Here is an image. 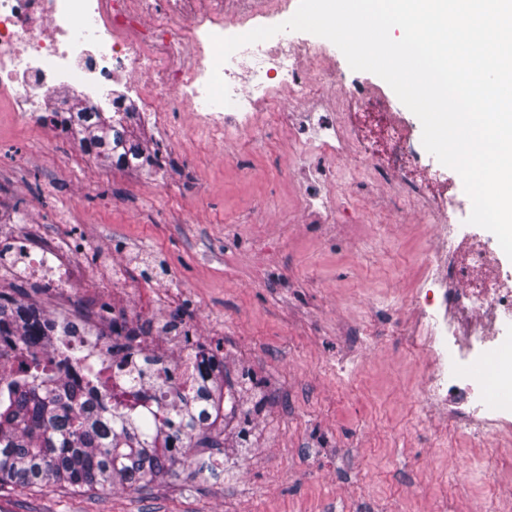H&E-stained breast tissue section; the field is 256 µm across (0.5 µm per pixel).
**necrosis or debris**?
<instances>
[{
    "mask_svg": "<svg viewBox=\"0 0 512 512\" xmlns=\"http://www.w3.org/2000/svg\"><path fill=\"white\" fill-rule=\"evenodd\" d=\"M295 0H0V91L20 112H71L111 108L113 76L131 79L144 110L166 120L167 104L188 102L197 127L222 141L253 130L265 111L274 127L290 129L295 144L322 159L304 171L301 208L332 217L339 208L336 163L364 160L358 182L365 198L385 187L419 204L430 232L423 273L406 301L424 326L427 358L425 401L437 426L463 443L489 442L483 460L490 471L512 470V266L503 265L495 238L462 224V203L436 194L445 172L429 167L420 136L410 122L388 110L382 95L345 88L362 122L326 120L315 102L338 79L323 43L282 32L246 45L222 66L214 64L212 36L230 37L288 20ZM220 72L231 105L207 101V83ZM48 240L22 255L29 283L62 293L70 288ZM109 316L110 333L92 324ZM68 341L82 347L88 363L113 349L137 359L151 338L125 314L106 313L94 301L73 308ZM167 387L147 391L139 410L152 416L169 390L188 384L189 359L160 360Z\"/></svg>",
    "mask_w": 512,
    "mask_h": 512,
    "instance_id": "necrosis-or-debris-1",
    "label": "necrosis or debris"
}]
</instances>
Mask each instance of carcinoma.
I'll return each instance as SVG.
<instances>
[{
	"mask_svg": "<svg viewBox=\"0 0 512 512\" xmlns=\"http://www.w3.org/2000/svg\"><path fill=\"white\" fill-rule=\"evenodd\" d=\"M135 118L131 106L110 115L80 108L60 123L100 162L149 171L159 166L158 152ZM55 327L34 304H0V334L18 339L16 366L0 367V487L142 491L178 465L190 464L194 474L215 470L214 460H196L193 452L222 445L224 381L199 374L189 392L147 420L133 406L93 392L118 386L138 396L154 381L153 360L144 357L120 381L92 375L80 386L72 366L83 362L82 351L59 345Z\"/></svg>",
	"mask_w": 512,
	"mask_h": 512,
	"instance_id": "carcinoma-1",
	"label": "carcinoma"
}]
</instances>
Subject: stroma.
Wrapping results in <instances>:
<instances>
[{"mask_svg": "<svg viewBox=\"0 0 512 512\" xmlns=\"http://www.w3.org/2000/svg\"><path fill=\"white\" fill-rule=\"evenodd\" d=\"M142 126L170 158L121 171L0 97V238L73 242L76 287L36 295L47 315L96 298L147 320L176 357L166 328L183 316L223 353L238 401L223 447L203 451L218 467L136 493L4 487L0 512H496L500 475L427 423L426 361L379 314L421 277L418 209L358 206L341 161L334 221L348 232L329 237L298 209L297 171L317 158L287 132L261 124L218 144L185 104Z\"/></svg>", "mask_w": 512, "mask_h": 512, "instance_id": "stroma-1", "label": "stroma"}]
</instances>
